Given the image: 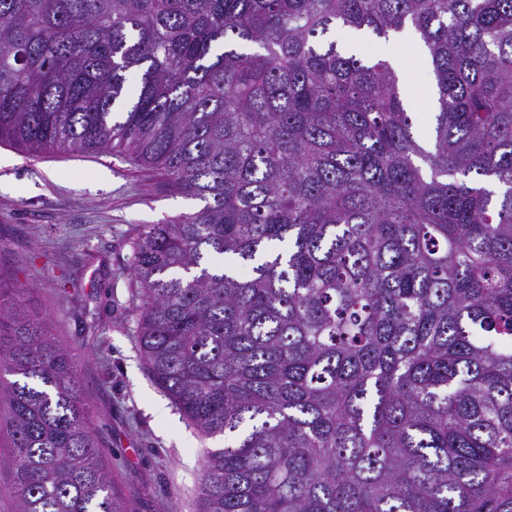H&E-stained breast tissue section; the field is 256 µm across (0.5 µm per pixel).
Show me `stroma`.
<instances>
[{
	"label": "stroma",
	"instance_id": "1",
	"mask_svg": "<svg viewBox=\"0 0 512 512\" xmlns=\"http://www.w3.org/2000/svg\"><path fill=\"white\" fill-rule=\"evenodd\" d=\"M363 46L402 59L414 81L421 58L411 30ZM200 206L108 153L32 156L0 145V283L27 289V307L77 354L87 424L127 512H197L205 453L224 445L154 382L135 336L138 229Z\"/></svg>",
	"mask_w": 512,
	"mask_h": 512
}]
</instances>
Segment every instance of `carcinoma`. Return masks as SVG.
Wrapping results in <instances>:
<instances>
[{"instance_id":"cac0c4a2","label":"carcinoma","mask_w":512,"mask_h":512,"mask_svg":"<svg viewBox=\"0 0 512 512\" xmlns=\"http://www.w3.org/2000/svg\"><path fill=\"white\" fill-rule=\"evenodd\" d=\"M406 28L426 141L328 38ZM0 142L203 202L132 265L154 381L236 436L200 512H512V0H0ZM2 404L18 512H125L75 355L0 286Z\"/></svg>"}]
</instances>
